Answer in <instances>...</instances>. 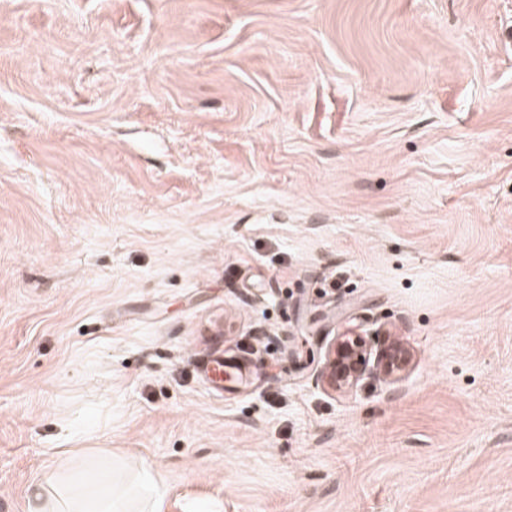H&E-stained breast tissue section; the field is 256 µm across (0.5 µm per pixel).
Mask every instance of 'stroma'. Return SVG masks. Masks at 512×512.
Returning a JSON list of instances; mask_svg holds the SVG:
<instances>
[{"label":"stroma","mask_w":512,"mask_h":512,"mask_svg":"<svg viewBox=\"0 0 512 512\" xmlns=\"http://www.w3.org/2000/svg\"><path fill=\"white\" fill-rule=\"evenodd\" d=\"M349 329L406 373L324 391ZM78 460L512 512V0H0V512Z\"/></svg>","instance_id":"35a3bbf8"}]
</instances>
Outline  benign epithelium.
I'll list each match as a JSON object with an SVG mask.
<instances>
[{
    "mask_svg": "<svg viewBox=\"0 0 512 512\" xmlns=\"http://www.w3.org/2000/svg\"><path fill=\"white\" fill-rule=\"evenodd\" d=\"M410 352L395 337L386 335L380 344L356 330H347L334 338L325 352L320 374L324 388L347 392L367 376L396 377L407 368Z\"/></svg>",
    "mask_w": 512,
    "mask_h": 512,
    "instance_id": "7a95c632",
    "label": "benign epithelium"
}]
</instances>
